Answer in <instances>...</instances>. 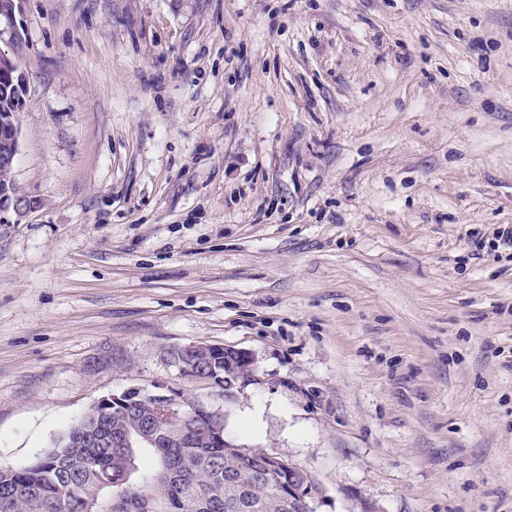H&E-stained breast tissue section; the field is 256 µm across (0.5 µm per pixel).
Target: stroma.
Here are the masks:
<instances>
[{
  "mask_svg": "<svg viewBox=\"0 0 512 512\" xmlns=\"http://www.w3.org/2000/svg\"><path fill=\"white\" fill-rule=\"evenodd\" d=\"M0 467L174 389L316 512H512V0H23ZM249 353L233 397L170 348Z\"/></svg>",
  "mask_w": 512,
  "mask_h": 512,
  "instance_id": "obj_1",
  "label": "stroma"
}]
</instances>
